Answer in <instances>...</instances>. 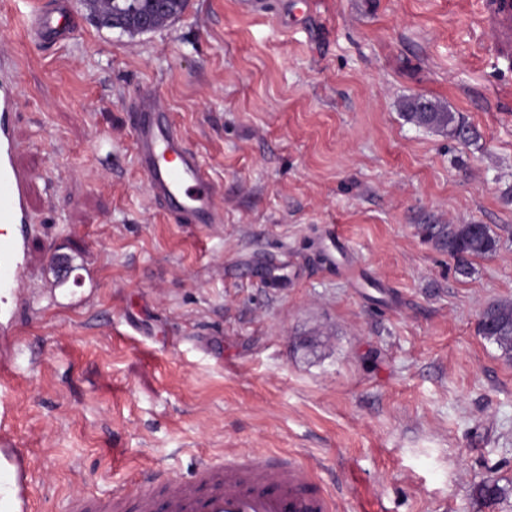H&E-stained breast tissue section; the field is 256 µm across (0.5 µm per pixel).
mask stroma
<instances>
[{
    "mask_svg": "<svg viewBox=\"0 0 512 512\" xmlns=\"http://www.w3.org/2000/svg\"><path fill=\"white\" fill-rule=\"evenodd\" d=\"M475 6L189 0L166 32L83 17L52 48L8 28L37 184L0 396L35 512L246 451L298 456L335 512H512V361L477 332L512 300V69ZM143 83L223 223H170L140 183L123 106ZM414 94L479 140L407 123ZM448 222L501 238L469 277L417 230ZM54 251L90 280L53 291Z\"/></svg>",
    "mask_w": 512,
    "mask_h": 512,
    "instance_id": "obj_1",
    "label": "stroma"
}]
</instances>
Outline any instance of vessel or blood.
<instances>
[{"label":"vessel or blood","mask_w":512,"mask_h":512,"mask_svg":"<svg viewBox=\"0 0 512 512\" xmlns=\"http://www.w3.org/2000/svg\"><path fill=\"white\" fill-rule=\"evenodd\" d=\"M481 25L501 56L512 54V0H479ZM24 30L41 44L67 41L79 26L69 0L42 4L24 15ZM18 61L0 49V335H9L14 303L22 301L28 274L31 196L36 184L21 162L28 147L18 134ZM139 179L175 224H220L218 187L197 151L145 84L126 104ZM335 502L292 455L238 453L204 460L190 479L167 477L137 490L68 497L65 512H334ZM0 512H33V476L24 449L5 425L0 406Z\"/></svg>","instance_id":"vessel-or-blood-1"}]
</instances>
